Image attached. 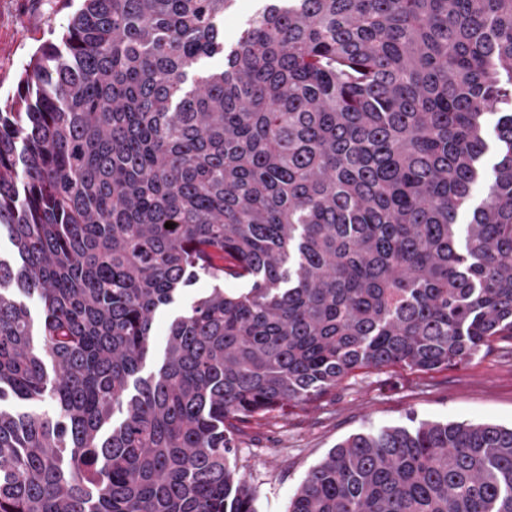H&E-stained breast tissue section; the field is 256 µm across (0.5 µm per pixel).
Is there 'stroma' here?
Wrapping results in <instances>:
<instances>
[{"label": "stroma", "mask_w": 512, "mask_h": 512, "mask_svg": "<svg viewBox=\"0 0 512 512\" xmlns=\"http://www.w3.org/2000/svg\"><path fill=\"white\" fill-rule=\"evenodd\" d=\"M82 0H0V97L12 95L23 63L46 40H58ZM210 283L181 290L153 321L147 361L163 357L168 328ZM512 425V341L448 369L417 375L393 367L358 373L330 401L307 413L250 425L230 465L256 490L258 512H287L307 472L352 434L406 426L411 420Z\"/></svg>", "instance_id": "obj_1"}]
</instances>
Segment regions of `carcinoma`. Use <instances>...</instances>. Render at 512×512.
<instances>
[{
  "label": "carcinoma",
  "instance_id": "1",
  "mask_svg": "<svg viewBox=\"0 0 512 512\" xmlns=\"http://www.w3.org/2000/svg\"><path fill=\"white\" fill-rule=\"evenodd\" d=\"M235 4L83 0L0 104V512H257L244 426L512 341V0H266L226 55ZM287 512H512V426L353 434ZM211 288L209 281L200 279L192 286L183 288L175 301L169 306L158 311L153 321V349L152 355L147 361L144 374L162 360L164 348L166 345L168 328L172 320L181 314L189 305L201 294Z\"/></svg>",
  "mask_w": 512,
  "mask_h": 512
}]
</instances>
